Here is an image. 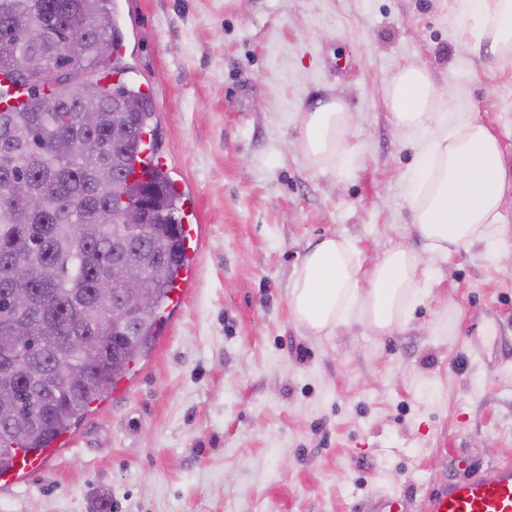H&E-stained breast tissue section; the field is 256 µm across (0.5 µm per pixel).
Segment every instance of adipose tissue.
<instances>
[{
	"label": "adipose tissue",
	"instance_id": "obj_1",
	"mask_svg": "<svg viewBox=\"0 0 512 512\" xmlns=\"http://www.w3.org/2000/svg\"><path fill=\"white\" fill-rule=\"evenodd\" d=\"M460 4L466 16L461 33L474 50L492 60L511 59L512 0ZM435 99L429 75L415 68L399 70L387 88L396 128L424 151L408 190L411 222L429 252L445 255L486 239L512 175L498 138L478 118L467 116L439 131ZM299 121L301 152L321 164L342 150L352 116L343 102L319 101ZM421 274L419 256L405 245L391 247L368 268L351 240L329 236L310 244L303 257L290 288L291 313L317 335L356 314L384 333L405 318Z\"/></svg>",
	"mask_w": 512,
	"mask_h": 512
}]
</instances>
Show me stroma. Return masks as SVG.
<instances>
[{
  "label": "stroma",
  "mask_w": 512,
  "mask_h": 512,
  "mask_svg": "<svg viewBox=\"0 0 512 512\" xmlns=\"http://www.w3.org/2000/svg\"><path fill=\"white\" fill-rule=\"evenodd\" d=\"M116 3L202 244L123 390L0 512H425L430 491L512 463V193L494 249L425 253L405 192L417 150L386 106L396 70H425L512 169V59L459 40L457 0ZM333 98L353 115L346 154L315 165L298 114ZM332 235L369 265L401 243L420 253L430 287L390 333L294 323L292 277Z\"/></svg>",
  "instance_id": "obj_1"
}]
</instances>
